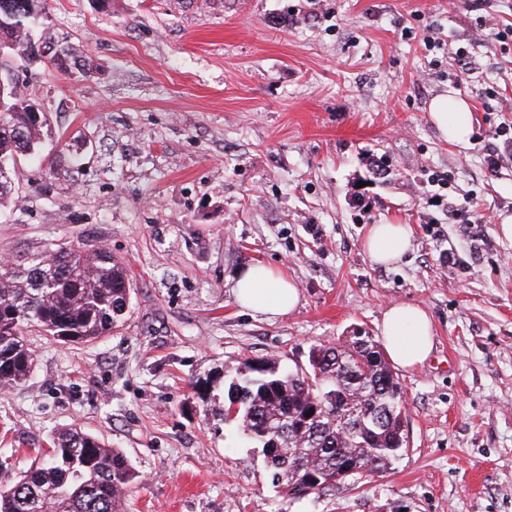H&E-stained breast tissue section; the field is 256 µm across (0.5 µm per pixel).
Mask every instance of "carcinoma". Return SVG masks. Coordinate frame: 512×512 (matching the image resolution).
I'll return each instance as SVG.
<instances>
[{
	"label": "carcinoma",
	"mask_w": 512,
	"mask_h": 512,
	"mask_svg": "<svg viewBox=\"0 0 512 512\" xmlns=\"http://www.w3.org/2000/svg\"><path fill=\"white\" fill-rule=\"evenodd\" d=\"M0 49L24 68L47 0H0ZM18 84L5 87L0 116L19 128L0 134V207L15 200L17 160L36 151L47 127ZM131 282L124 260L88 242L52 244L0 265V390L26 384L35 361L24 336L37 327L63 343H84L119 327ZM212 415L235 421L260 449L272 484L291 498L321 492L361 472L380 473L407 451L403 395L372 337L316 345L308 368L248 360ZM138 472L119 448L65 428L18 475L0 459V512H121Z\"/></svg>",
	"instance_id": "cac0c4a2"
}]
</instances>
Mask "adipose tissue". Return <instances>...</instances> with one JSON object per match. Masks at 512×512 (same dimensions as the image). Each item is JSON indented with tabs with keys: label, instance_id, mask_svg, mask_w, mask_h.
I'll return each mask as SVG.
<instances>
[{
	"label": "adipose tissue",
	"instance_id": "obj_1",
	"mask_svg": "<svg viewBox=\"0 0 512 512\" xmlns=\"http://www.w3.org/2000/svg\"><path fill=\"white\" fill-rule=\"evenodd\" d=\"M428 112L446 140L462 147L469 146L472 114L466 99L455 93L435 96L428 104ZM410 236L408 225L376 224L370 228L364 248L374 263L392 264L408 250ZM234 298L243 310L272 318L295 310L300 302V292L284 275L260 266L239 276ZM381 337L390 360L408 371L423 364L432 352V323L426 311L418 306H389L382 316Z\"/></svg>",
	"mask_w": 512,
	"mask_h": 512
}]
</instances>
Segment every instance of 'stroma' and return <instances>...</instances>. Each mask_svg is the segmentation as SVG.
<instances>
[{
    "instance_id": "1",
    "label": "stroma",
    "mask_w": 512,
    "mask_h": 512,
    "mask_svg": "<svg viewBox=\"0 0 512 512\" xmlns=\"http://www.w3.org/2000/svg\"><path fill=\"white\" fill-rule=\"evenodd\" d=\"M510 22L512 0H48L75 62L22 76L49 127L0 210V257L95 243L132 293L97 341L28 333L0 455L27 470L80 427L140 472L124 512H512V243L495 223L512 213V41L493 31ZM451 91L473 112L466 149L427 110ZM374 224L410 226L400 262L371 261ZM253 265L296 282L294 311L238 307ZM394 303L433 326L429 358L397 372L406 453L281 496L211 409L245 361L307 368L312 346L380 339Z\"/></svg>"
}]
</instances>
